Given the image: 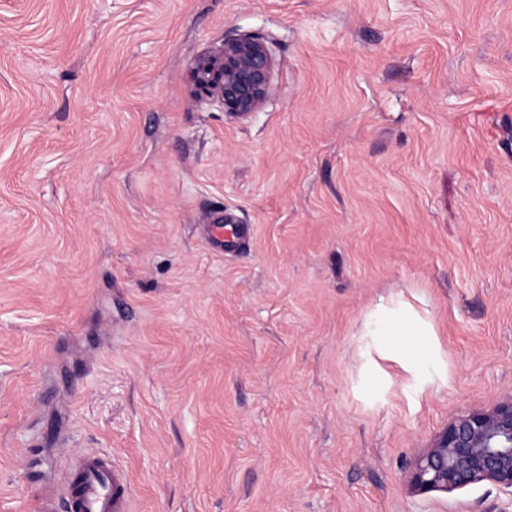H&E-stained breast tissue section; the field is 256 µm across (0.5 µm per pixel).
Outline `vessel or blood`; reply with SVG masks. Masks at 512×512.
Masks as SVG:
<instances>
[{
    "label": "vessel or blood",
    "mask_w": 512,
    "mask_h": 512,
    "mask_svg": "<svg viewBox=\"0 0 512 512\" xmlns=\"http://www.w3.org/2000/svg\"><path fill=\"white\" fill-rule=\"evenodd\" d=\"M250 235L246 224H208L210 243L226 251L240 249ZM67 478L58 506L45 512H129L131 490L116 465L97 453L66 466Z\"/></svg>",
    "instance_id": "1"
}]
</instances>
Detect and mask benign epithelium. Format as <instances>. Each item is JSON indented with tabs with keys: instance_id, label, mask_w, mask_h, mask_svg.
I'll use <instances>...</instances> for the list:
<instances>
[{
	"instance_id": "1",
	"label": "benign epithelium",
	"mask_w": 512,
	"mask_h": 512,
	"mask_svg": "<svg viewBox=\"0 0 512 512\" xmlns=\"http://www.w3.org/2000/svg\"><path fill=\"white\" fill-rule=\"evenodd\" d=\"M273 66L264 38L228 37L196 60L192 93L244 116L257 111L270 94ZM406 480L419 493H451L487 481L512 495V393L488 409L451 420L418 455Z\"/></svg>"
}]
</instances>
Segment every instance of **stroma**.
Masks as SVG:
<instances>
[{
  "label": "stroma",
  "mask_w": 512,
  "mask_h": 512,
  "mask_svg": "<svg viewBox=\"0 0 512 512\" xmlns=\"http://www.w3.org/2000/svg\"><path fill=\"white\" fill-rule=\"evenodd\" d=\"M510 393L512 0H0V512L90 451L132 512H503L406 476ZM273 55L268 42L256 35L224 39L200 56L192 69V93L218 101L225 112L244 116L256 112L272 89ZM223 224H207V239L210 243L220 246L224 251L240 249L250 235L248 224H238L235 217L224 212V216L217 219ZM237 223V224H235Z\"/></svg>",
  "instance_id": "stroma-1"
}]
</instances>
